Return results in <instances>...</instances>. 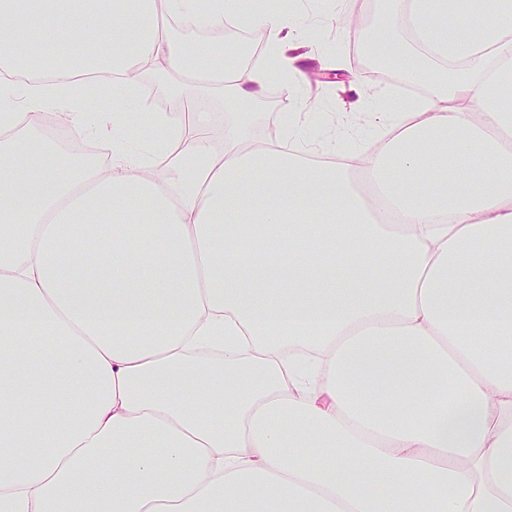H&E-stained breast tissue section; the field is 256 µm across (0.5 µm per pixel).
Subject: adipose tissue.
<instances>
[{
    "label": "adipose tissue",
    "mask_w": 512,
    "mask_h": 512,
    "mask_svg": "<svg viewBox=\"0 0 512 512\" xmlns=\"http://www.w3.org/2000/svg\"><path fill=\"white\" fill-rule=\"evenodd\" d=\"M209 3L0 0V512H512V0H386L382 55L420 48L428 92L337 125L367 196L310 160L318 112L267 141L237 109L295 99L313 23ZM143 68L190 71L179 121L90 124L87 84L131 101ZM61 104L107 162L37 138ZM172 34L180 41L185 42L196 49H202L207 45V36L205 31L198 29L191 24L174 25L172 28Z\"/></svg>",
    "instance_id": "ef3b65f1"
}]
</instances>
